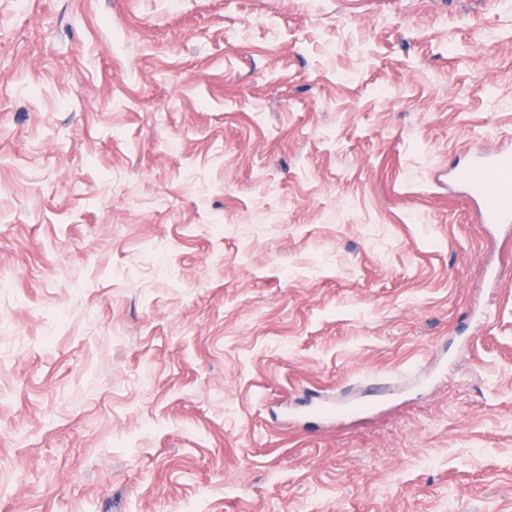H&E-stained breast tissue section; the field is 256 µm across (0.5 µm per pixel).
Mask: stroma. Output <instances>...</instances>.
<instances>
[{
	"label": "stroma",
	"mask_w": 512,
	"mask_h": 512,
	"mask_svg": "<svg viewBox=\"0 0 512 512\" xmlns=\"http://www.w3.org/2000/svg\"><path fill=\"white\" fill-rule=\"evenodd\" d=\"M501 149L503 0H0V512H512ZM512 171V154L502 153L491 158H479L473 162L464 176L465 183L481 193L486 204L485 220L488 224L512 222V201L499 186L494 191L487 185L495 183L504 173Z\"/></svg>",
	"instance_id": "1"
}]
</instances>
